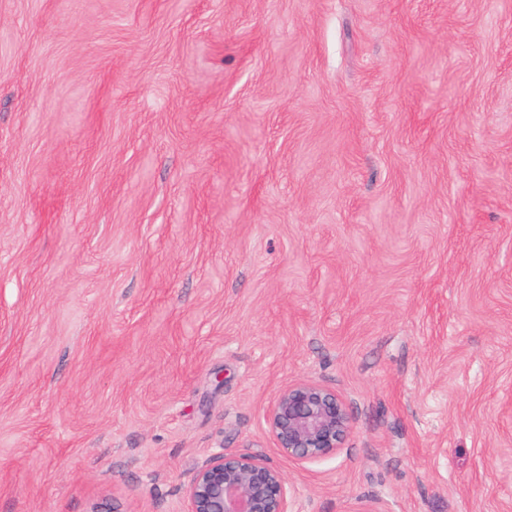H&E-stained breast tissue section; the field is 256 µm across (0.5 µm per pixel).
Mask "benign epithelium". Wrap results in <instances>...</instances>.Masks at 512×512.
Returning a JSON list of instances; mask_svg holds the SVG:
<instances>
[{"mask_svg":"<svg viewBox=\"0 0 512 512\" xmlns=\"http://www.w3.org/2000/svg\"><path fill=\"white\" fill-rule=\"evenodd\" d=\"M267 424L278 447L300 462L336 454L352 429L342 398L312 380L281 390ZM186 497L187 512H289L283 475L257 454L212 455L193 471Z\"/></svg>","mask_w":512,"mask_h":512,"instance_id":"7a95c632","label":"benign epithelium"}]
</instances>
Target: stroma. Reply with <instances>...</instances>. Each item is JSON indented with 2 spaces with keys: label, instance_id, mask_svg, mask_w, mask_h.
Listing matches in <instances>:
<instances>
[{
  "label": "stroma",
  "instance_id": "obj_1",
  "mask_svg": "<svg viewBox=\"0 0 512 512\" xmlns=\"http://www.w3.org/2000/svg\"><path fill=\"white\" fill-rule=\"evenodd\" d=\"M222 450L512 512V0H0V512H186ZM267 424L278 447L300 462L335 455L352 429L342 398L312 380L281 390L270 405Z\"/></svg>",
  "mask_w": 512,
  "mask_h": 512
}]
</instances>
